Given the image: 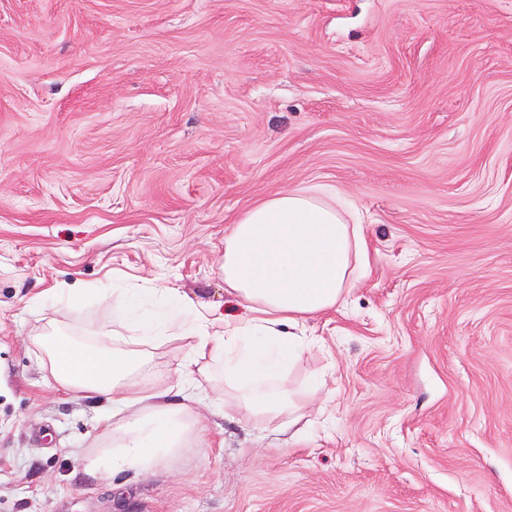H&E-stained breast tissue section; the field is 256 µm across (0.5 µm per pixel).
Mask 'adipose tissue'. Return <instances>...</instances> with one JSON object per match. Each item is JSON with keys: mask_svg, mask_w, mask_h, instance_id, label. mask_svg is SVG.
<instances>
[{"mask_svg": "<svg viewBox=\"0 0 512 512\" xmlns=\"http://www.w3.org/2000/svg\"><path fill=\"white\" fill-rule=\"evenodd\" d=\"M368 259L361 225L317 192H276L245 211L224 236L222 272L229 296L244 302L242 318L201 309L173 288L102 289L99 296L73 283L62 294L72 305L111 299V322L93 336L74 339L66 317L34 330L31 342L59 390L98 394L109 407L99 435L81 461L106 477L141 473L175 461L187 448L203 445L200 420L192 408L200 378L218 376V407L236 406L255 422L304 417L298 394L288 386L306 339L299 327L336 308ZM173 337L191 339L179 364L183 400L171 403L164 391L141 394L149 346ZM210 365H201V358Z\"/></svg>", "mask_w": 512, "mask_h": 512, "instance_id": "obj_1", "label": "adipose tissue"}]
</instances>
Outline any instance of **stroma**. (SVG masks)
I'll return each mask as SVG.
<instances>
[{
    "instance_id": "obj_1",
    "label": "stroma",
    "mask_w": 512,
    "mask_h": 512,
    "mask_svg": "<svg viewBox=\"0 0 512 512\" xmlns=\"http://www.w3.org/2000/svg\"><path fill=\"white\" fill-rule=\"evenodd\" d=\"M323 188L369 241L306 322L298 443L211 408L204 445L87 472L97 398L28 337L175 288L231 317L224 235ZM0 512H512V0H0Z\"/></svg>"
}]
</instances>
